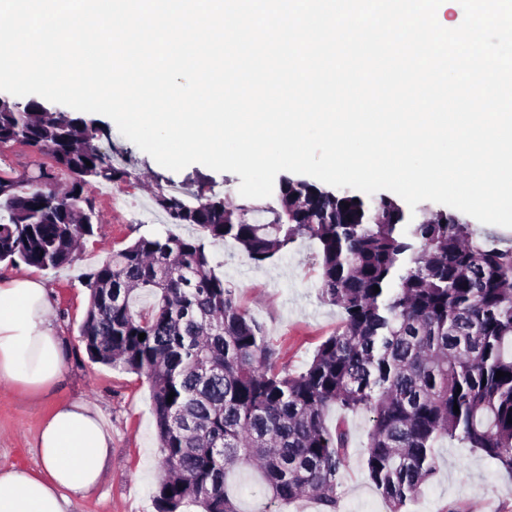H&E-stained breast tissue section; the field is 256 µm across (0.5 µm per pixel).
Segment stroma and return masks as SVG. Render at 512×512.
<instances>
[{
	"label": "stroma",
	"instance_id": "35a3bbf8",
	"mask_svg": "<svg viewBox=\"0 0 512 512\" xmlns=\"http://www.w3.org/2000/svg\"><path fill=\"white\" fill-rule=\"evenodd\" d=\"M85 119L107 128L109 135L99 146L130 176L103 192L90 189L100 219L97 232L83 240L76 264L41 273L51 297L48 320L60 342L62 372L54 385L38 393L0 383V470L35 465L45 418L59 405L82 402L103 415L112 433V448L98 486L73 496L70 512H156L160 452L150 385L145 376L88 355L79 336L89 300L85 280L113 252L140 236L162 231L164 220L150 204L155 195L168 193L171 183L192 191L210 190L233 206L245 199L238 192V175L199 163L177 172L168 170L125 138L110 118L89 113ZM52 165L51 158L35 148L0 147V176L20 179ZM209 251L216 273L234 288L241 307L263 325L281 364L292 371L304 369L342 320L339 308L319 295L317 244L297 240L278 261L262 267L251 263L231 240L214 244ZM340 418L350 429L351 444L341 477L339 512H389L364 468L368 414L329 410V422ZM435 453L436 476L402 512H512V476L495 461L455 441L440 443Z\"/></svg>",
	"mask_w": 512,
	"mask_h": 512
}]
</instances>
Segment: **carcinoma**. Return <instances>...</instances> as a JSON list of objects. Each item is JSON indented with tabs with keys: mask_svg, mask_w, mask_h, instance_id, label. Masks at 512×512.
I'll use <instances>...</instances> for the list:
<instances>
[{
	"mask_svg": "<svg viewBox=\"0 0 512 512\" xmlns=\"http://www.w3.org/2000/svg\"><path fill=\"white\" fill-rule=\"evenodd\" d=\"M99 137L93 124L38 102L0 103V143L45 150L72 177L62 193L50 171L42 188L23 179L0 188V262H76L79 240L99 226L88 189L128 176ZM154 201L196 233L141 236L112 253L87 277L80 338L92 359L150 384L163 472L157 512H240L230 480L245 464L266 485L261 512L303 496L339 512L350 433L341 418L327 423L332 407L369 414L364 465L391 512L437 474L441 440L512 472L511 246L454 214L406 224L393 198L371 214L353 195L298 179L258 209H230L202 192ZM226 238L257 266L299 238L318 243L321 297L343 320L302 371L277 367L263 326L211 267L207 244ZM139 294L153 298L146 312L133 309Z\"/></svg>",
	"mask_w": 512,
	"mask_h": 512,
	"instance_id": "1",
	"label": "carcinoma"
}]
</instances>
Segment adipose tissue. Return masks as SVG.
<instances>
[{
  "mask_svg": "<svg viewBox=\"0 0 512 512\" xmlns=\"http://www.w3.org/2000/svg\"><path fill=\"white\" fill-rule=\"evenodd\" d=\"M49 306L39 277H0V381L38 390L59 377L62 356L46 321ZM111 446L98 411L80 402L61 405L39 432L38 467L0 471V512H69L72 496L98 483Z\"/></svg>",
  "mask_w": 512,
  "mask_h": 512,
  "instance_id": "1",
  "label": "adipose tissue"
}]
</instances>
